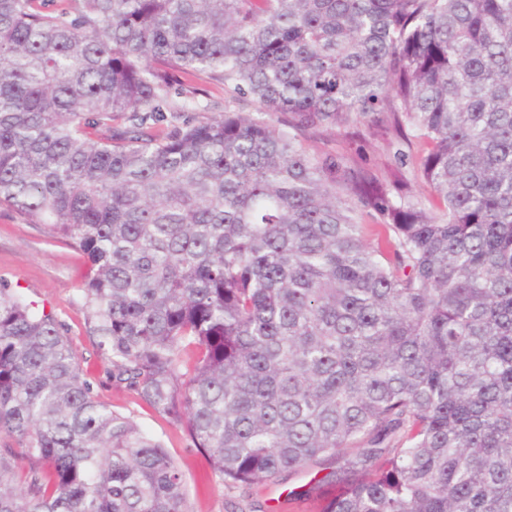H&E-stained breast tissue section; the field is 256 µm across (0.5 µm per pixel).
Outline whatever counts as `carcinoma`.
<instances>
[{
    "label": "carcinoma",
    "mask_w": 512,
    "mask_h": 512,
    "mask_svg": "<svg viewBox=\"0 0 512 512\" xmlns=\"http://www.w3.org/2000/svg\"><path fill=\"white\" fill-rule=\"evenodd\" d=\"M187 75L231 96L165 126ZM351 121L396 135L389 179L300 140ZM0 204L86 255L112 380L224 481L363 441L324 512H512V0H0ZM0 512H192L2 284ZM423 147L416 146L414 147L412 153L413 158L412 161L404 168V175H405V181L406 186H404L402 189L404 192H407V190H411L416 198L421 201L422 205L426 209L435 210L437 208V200L431 197L423 188L419 178L417 177V164H418V158L422 154ZM358 222L364 242L373 248L383 247L387 235L382 218L375 212L360 211Z\"/></svg>",
    "instance_id": "1"
}]
</instances>
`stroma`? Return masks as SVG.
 <instances>
[{
    "label": "stroma",
    "mask_w": 512,
    "mask_h": 512,
    "mask_svg": "<svg viewBox=\"0 0 512 512\" xmlns=\"http://www.w3.org/2000/svg\"><path fill=\"white\" fill-rule=\"evenodd\" d=\"M310 151L331 152L356 160L359 168L385 177L394 163L393 150L364 127H335L306 142ZM89 265L76 247L57 238L42 224L30 223L9 207L0 206V282L34 301L38 310L65 323L69 344L98 401L130 417L158 440L177 462L192 512H323L324 497L289 499L290 490L310 484L326 473L314 464L283 472L271 481L231 485L216 475L205 453L194 448L185 426L160 416L136 394L113 382L110 364L97 339L87 330L78 298Z\"/></svg>",
    "instance_id": "35a3bbf8"
}]
</instances>
